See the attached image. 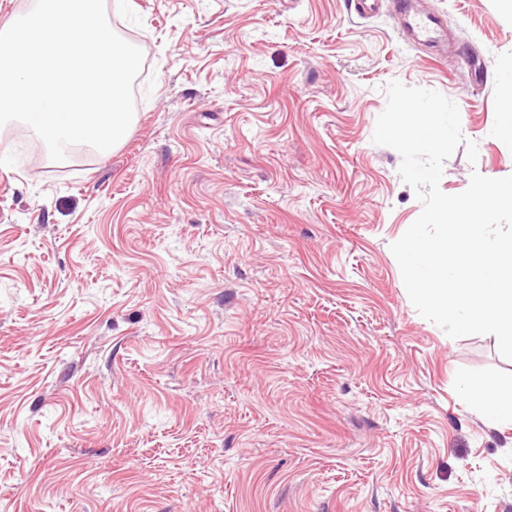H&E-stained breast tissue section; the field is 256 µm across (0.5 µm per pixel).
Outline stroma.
Wrapping results in <instances>:
<instances>
[{
	"instance_id": "35a3bbf8",
	"label": "stroma",
	"mask_w": 512,
	"mask_h": 512,
	"mask_svg": "<svg viewBox=\"0 0 512 512\" xmlns=\"http://www.w3.org/2000/svg\"><path fill=\"white\" fill-rule=\"evenodd\" d=\"M425 4L443 51L392 0H122L123 145L0 126V512H512V424L467 398L512 360L411 303L422 205L372 141L397 80L478 145L444 193L512 175V14Z\"/></svg>"
}]
</instances>
